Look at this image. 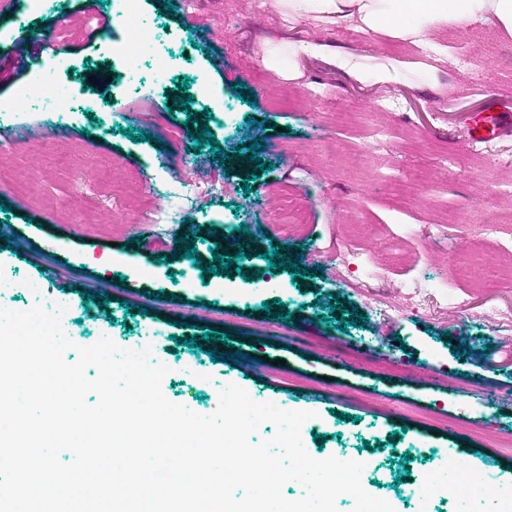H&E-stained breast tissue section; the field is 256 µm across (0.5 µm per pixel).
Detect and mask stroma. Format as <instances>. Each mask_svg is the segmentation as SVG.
Listing matches in <instances>:
<instances>
[{
    "label": "stroma",
    "instance_id": "obj_1",
    "mask_svg": "<svg viewBox=\"0 0 512 512\" xmlns=\"http://www.w3.org/2000/svg\"><path fill=\"white\" fill-rule=\"evenodd\" d=\"M173 3L136 0L162 36L156 54L171 61L160 70L156 54L130 69L112 53L126 26L102 44L96 28L113 0L92 10L47 0L33 14L27 0H0V104L55 73L77 92L79 147L55 148L39 102L0 124L12 143L0 225L15 229L14 244L0 245V307H64L81 346L147 344L168 368L165 397L193 412L212 414L228 384L313 412L301 430L309 455L364 462L363 488L395 512H489L474 497L439 490L424 503L413 490L462 448L480 475L512 484L502 445L512 435V133L470 137L488 98H512V36L476 23L423 48L351 22L288 19L267 0ZM36 36L33 52L12 54ZM303 42L326 51L291 56ZM271 50L292 57L296 78L267 66ZM345 54L406 67L395 83L360 82L336 66ZM100 70L112 76L104 89L88 81ZM205 126L224 155L192 149ZM132 128L142 139H128ZM255 139L259 161L236 166V148ZM420 170L427 182H413ZM187 184L215 193L199 213L152 223L163 191ZM241 225L255 252L288 249L306 277L258 272L247 257L235 273L205 274L210 247ZM191 237L195 262L180 244ZM132 255L142 260L133 274ZM334 296L340 310L323 312ZM177 306L188 325H174ZM208 331L225 342H174ZM225 343L247 361H211Z\"/></svg>",
    "mask_w": 512,
    "mask_h": 512
}]
</instances>
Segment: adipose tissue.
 <instances>
[{
    "label": "adipose tissue",
    "mask_w": 512,
    "mask_h": 512,
    "mask_svg": "<svg viewBox=\"0 0 512 512\" xmlns=\"http://www.w3.org/2000/svg\"><path fill=\"white\" fill-rule=\"evenodd\" d=\"M273 8L288 17L356 21L362 30L420 46L432 45L435 30L478 21L512 34V0H273Z\"/></svg>",
    "instance_id": "adipose-tissue-1"
}]
</instances>
